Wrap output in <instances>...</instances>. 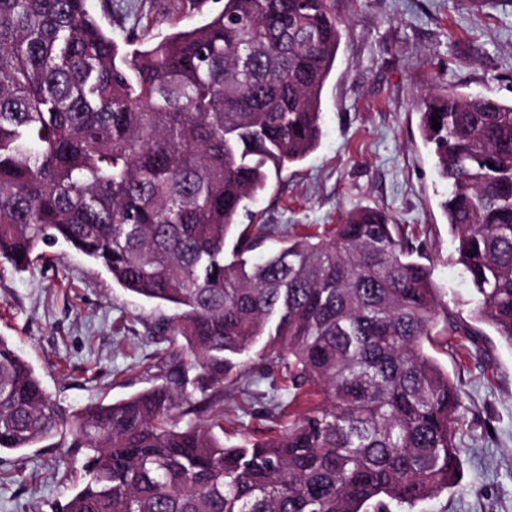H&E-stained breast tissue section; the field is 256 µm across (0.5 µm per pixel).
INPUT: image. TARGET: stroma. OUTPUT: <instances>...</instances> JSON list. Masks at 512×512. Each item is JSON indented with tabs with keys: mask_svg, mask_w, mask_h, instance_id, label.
Instances as JSON below:
<instances>
[{
	"mask_svg": "<svg viewBox=\"0 0 512 512\" xmlns=\"http://www.w3.org/2000/svg\"><path fill=\"white\" fill-rule=\"evenodd\" d=\"M343 36L322 92V137L301 162L271 179L245 224H278L290 238L332 228L350 209L377 207L403 224L429 260L450 309L467 315L468 286L456 265L440 202L448 190L419 133V100L446 83L512 101V0H335ZM166 308L113 283L66 247L18 272L0 264V336L14 342L66 410L112 402L160 383L182 338L154 325ZM461 392L456 440L466 450L457 487L411 512H512V346L492 329L430 347ZM279 391V411L261 400ZM276 367L258 378L241 366L224 392V441L235 445L296 416ZM84 449L57 437L0 455V512H62L85 481Z\"/></svg>",
	"mask_w": 512,
	"mask_h": 512,
	"instance_id": "35a3bbf8",
	"label": "stroma"
}]
</instances>
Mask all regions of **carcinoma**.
Returning <instances> with one entry per match:
<instances>
[{"label":"carcinoma","instance_id":"carcinoma-1","mask_svg":"<svg viewBox=\"0 0 512 512\" xmlns=\"http://www.w3.org/2000/svg\"><path fill=\"white\" fill-rule=\"evenodd\" d=\"M333 4L224 0L143 47L132 0L98 13L90 0H0V262L24 271L65 246L171 307L156 331L193 356L67 421L0 336V452L66 423L88 451L65 512H388L458 486L459 391L426 344L485 325L512 346V102L448 83L418 106L471 322L378 208L347 212L331 243L293 239L251 261L277 227L240 230L241 211L319 142L342 37ZM241 356L288 368L293 397L322 403L224 445L217 406Z\"/></svg>","mask_w":512,"mask_h":512}]
</instances>
